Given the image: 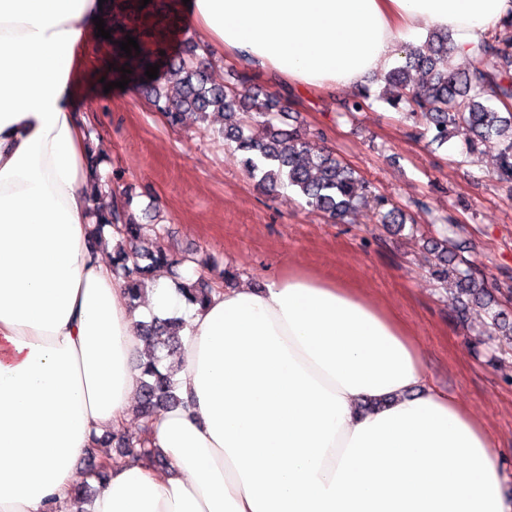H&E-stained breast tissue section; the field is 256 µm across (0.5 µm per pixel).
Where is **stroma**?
Segmentation results:
<instances>
[{
  "label": "stroma",
  "instance_id": "obj_1",
  "mask_svg": "<svg viewBox=\"0 0 512 512\" xmlns=\"http://www.w3.org/2000/svg\"><path fill=\"white\" fill-rule=\"evenodd\" d=\"M75 103L98 152L123 175L143 224H163L164 246L182 274L210 277V265L233 271L232 287L262 288L275 275L302 270L347 281L394 309L422 345L437 390L470 407L494 434L503 485L512 497V338L485 344L486 315L460 325L448 284L433 279L423 238L448 233L458 253L484 273L489 289H512V190L492 178L499 145L465 154V130L439 145L410 134V124L382 102L349 109L352 90L286 89L272 73L249 70L232 56L209 58L213 83L250 76L251 87L283 93L298 126L324 134L321 147L405 209L416 230L388 231L374 207L339 222L293 191L264 192L238 155L212 139L210 127L185 113L169 125L143 88L105 89L108 48L89 37L79 48ZM452 217L453 227L443 225ZM192 263H184L187 255Z\"/></svg>",
  "mask_w": 512,
  "mask_h": 512
}]
</instances>
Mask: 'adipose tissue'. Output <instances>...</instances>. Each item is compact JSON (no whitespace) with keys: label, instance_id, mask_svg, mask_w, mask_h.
<instances>
[{"label":"adipose tissue","instance_id":"ef3b65f1","mask_svg":"<svg viewBox=\"0 0 512 512\" xmlns=\"http://www.w3.org/2000/svg\"><path fill=\"white\" fill-rule=\"evenodd\" d=\"M211 55L294 87L358 89L446 28L454 54L512 0H191ZM98 0H0V512H71L76 466L126 422L145 345L93 236L76 50ZM165 462L116 459L90 512H512L496 441L428 382L403 319L348 282L293 272L190 305Z\"/></svg>","mask_w":512,"mask_h":512}]
</instances>
